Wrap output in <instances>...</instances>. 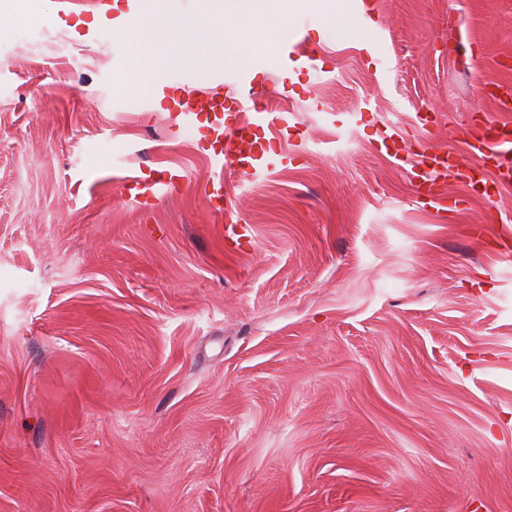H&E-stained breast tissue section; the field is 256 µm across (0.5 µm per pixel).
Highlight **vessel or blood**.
Segmentation results:
<instances>
[{"instance_id": "b4317fda", "label": "vessel or blood", "mask_w": 512, "mask_h": 512, "mask_svg": "<svg viewBox=\"0 0 512 512\" xmlns=\"http://www.w3.org/2000/svg\"><path fill=\"white\" fill-rule=\"evenodd\" d=\"M199 112L206 113L209 118L208 151L214 162H232L242 175L249 177L262 175L268 160L283 166L291 161L289 139L298 124L297 114L261 106L248 76L239 77L231 91L212 90L181 102L174 119L182 123ZM466 146L469 155L482 166L493 167L499 183H512V126L501 123L494 115H486L484 129L477 134H468ZM420 147L427 155L434 175L426 180L413 177L412 184L424 188L436 203L445 196L446 183L440 174L448 169V153L432 138L422 140ZM181 177L182 173L177 169L170 170L165 181L132 175L127 177L124 188L135 197L154 199L169 191L171 181ZM249 236V226L241 224L235 215H227L224 226L226 249L242 248Z\"/></svg>"}]
</instances>
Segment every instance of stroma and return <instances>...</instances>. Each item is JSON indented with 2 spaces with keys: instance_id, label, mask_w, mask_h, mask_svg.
<instances>
[{
  "instance_id": "35a3bbf8",
  "label": "stroma",
  "mask_w": 512,
  "mask_h": 512,
  "mask_svg": "<svg viewBox=\"0 0 512 512\" xmlns=\"http://www.w3.org/2000/svg\"><path fill=\"white\" fill-rule=\"evenodd\" d=\"M103 2L0 0V512H512V184L488 225L464 179L430 204L377 149L392 125L463 160L485 114L512 123V0H368L354 39L292 0L327 73L253 55L302 122L255 184L205 116L155 110L132 39L70 37ZM137 166L183 178L138 201ZM224 225V247L228 250H239L250 240V227L241 224V221L232 213L226 214Z\"/></svg>"
}]
</instances>
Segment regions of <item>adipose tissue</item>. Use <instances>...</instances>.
<instances>
[{
  "mask_svg": "<svg viewBox=\"0 0 512 512\" xmlns=\"http://www.w3.org/2000/svg\"><path fill=\"white\" fill-rule=\"evenodd\" d=\"M290 14L279 0H200L196 12L174 16L169 0H137L128 8L125 0H108L83 27H72L74 37L107 29L115 35L133 34L136 53L150 76V97L164 100L160 78L170 67L187 64L195 44H203L211 60L226 68L249 65L243 48L253 41L282 42L288 38Z\"/></svg>",
  "mask_w": 512,
  "mask_h": 512,
  "instance_id": "adipose-tissue-1",
  "label": "adipose tissue"
}]
</instances>
